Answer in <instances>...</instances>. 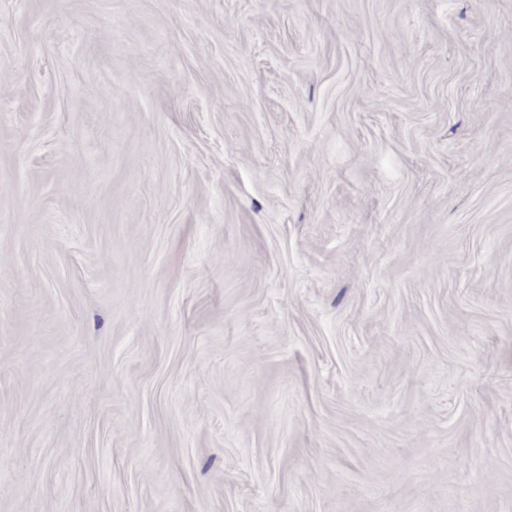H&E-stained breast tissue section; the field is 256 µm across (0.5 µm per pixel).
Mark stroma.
Segmentation results:
<instances>
[{
  "instance_id": "obj_1",
  "label": "stroma",
  "mask_w": 512,
  "mask_h": 512,
  "mask_svg": "<svg viewBox=\"0 0 512 512\" xmlns=\"http://www.w3.org/2000/svg\"><path fill=\"white\" fill-rule=\"evenodd\" d=\"M0 512H512V0H0Z\"/></svg>"
}]
</instances>
